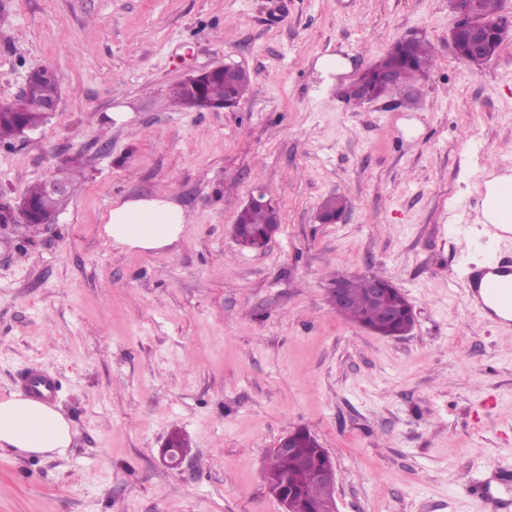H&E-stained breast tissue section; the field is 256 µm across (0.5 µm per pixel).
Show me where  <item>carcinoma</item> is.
Segmentation results:
<instances>
[{"label":"carcinoma","instance_id":"obj_1","mask_svg":"<svg viewBox=\"0 0 512 512\" xmlns=\"http://www.w3.org/2000/svg\"><path fill=\"white\" fill-rule=\"evenodd\" d=\"M413 57L408 59L399 54L398 46H393L388 53L377 61L364 74L368 87L366 95L359 96L356 101L363 102L370 98L391 97L407 86L417 83L435 65V56L431 45L424 39H417L412 46ZM387 67L398 68L402 77L400 81L378 86L374 80L375 72ZM250 77L243 76L233 86L224 84V79L216 77L204 86V96L212 101H222L228 93L241 99L248 91ZM59 83L56 80L41 79L29 89L28 98L31 103L18 110L12 105H0V141L12 142L18 139V127L37 128L47 118L37 102L41 99L58 94ZM24 198L35 202L41 216L53 215L66 201L62 196L45 192L43 185L36 183L29 187ZM277 219V214L267 208L240 210L236 216V226L243 238L254 237L264 233L265 227ZM384 280L386 276L380 272H370L356 279H341L349 293L352 308L345 313L349 320L362 324L371 331L387 333L402 326V320L397 318L393 326L385 323L382 311L372 304L366 296L365 288L372 280ZM302 448L295 455H281L273 452L264 471V480L268 491L275 497L283 493H295L307 501V512H330V506L309 496V489L315 480V473L320 467V457L317 449L308 447V442L301 441Z\"/></svg>","mask_w":512,"mask_h":512}]
</instances>
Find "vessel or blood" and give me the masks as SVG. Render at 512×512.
<instances>
[{
  "label": "vessel or blood",
  "mask_w": 512,
  "mask_h": 512,
  "mask_svg": "<svg viewBox=\"0 0 512 512\" xmlns=\"http://www.w3.org/2000/svg\"><path fill=\"white\" fill-rule=\"evenodd\" d=\"M467 285V300L483 318L512 316V262L490 261L469 274ZM18 386L27 396L46 403L56 382L33 368L19 377ZM476 492L494 504L497 512H512V472L492 470L489 477L477 485Z\"/></svg>",
  "instance_id": "1"
}]
</instances>
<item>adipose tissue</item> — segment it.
<instances>
[{
	"label": "adipose tissue",
	"mask_w": 512,
	"mask_h": 512,
	"mask_svg": "<svg viewBox=\"0 0 512 512\" xmlns=\"http://www.w3.org/2000/svg\"><path fill=\"white\" fill-rule=\"evenodd\" d=\"M477 223H512V173L489 171ZM187 217L172 197L154 194L113 202L103 234L112 246L152 251L178 242ZM71 421L55 408L19 394L0 400V450L24 457L64 454L72 443Z\"/></svg>",
	"instance_id": "1"
}]
</instances>
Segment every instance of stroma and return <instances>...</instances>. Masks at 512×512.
<instances>
[{
	"instance_id": "35a3bbf8",
	"label": "stroma",
	"mask_w": 512,
	"mask_h": 512,
	"mask_svg": "<svg viewBox=\"0 0 512 512\" xmlns=\"http://www.w3.org/2000/svg\"><path fill=\"white\" fill-rule=\"evenodd\" d=\"M0 101L33 68L61 78L57 112L0 147V204L83 158L51 224L0 228V399L39 366L76 436L65 454L0 452V512H282L268 455L308 427L337 471L338 512H490L470 485L512 469V328L463 294L471 266L512 256L475 230L486 171L512 168V39L480 67L448 46V0H6ZM436 64L416 103L354 105L360 70L412 33ZM338 53L329 77L319 57ZM248 70L237 108L177 106L173 85ZM130 107L117 126L112 108ZM265 188L280 227L232 237ZM174 195L173 246L108 244L113 201ZM342 195L343 218L321 224ZM384 273L416 314L377 335L338 314V276ZM181 470L160 462L172 433Z\"/></svg>"
}]
</instances>
